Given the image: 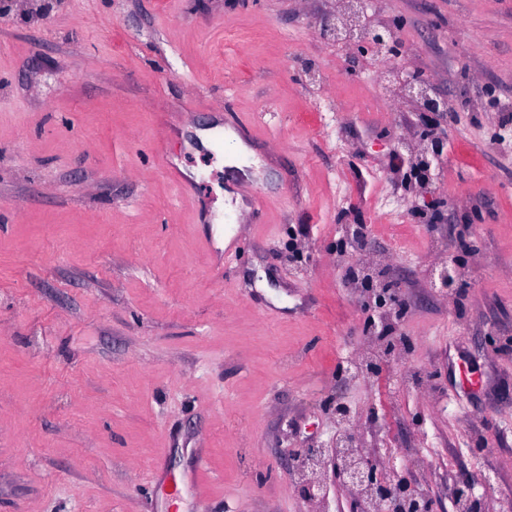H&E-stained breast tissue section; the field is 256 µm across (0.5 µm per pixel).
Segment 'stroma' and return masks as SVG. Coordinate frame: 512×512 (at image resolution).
<instances>
[{"label": "stroma", "instance_id": "stroma-1", "mask_svg": "<svg viewBox=\"0 0 512 512\" xmlns=\"http://www.w3.org/2000/svg\"><path fill=\"white\" fill-rule=\"evenodd\" d=\"M342 2L0 12V512H344V486L299 492L339 401L436 512L463 477L512 512V0L367 7L448 99L423 184L415 104L381 56L320 33ZM228 112L263 172L239 192L266 212L225 207L235 142L195 140Z\"/></svg>", "mask_w": 512, "mask_h": 512}]
</instances>
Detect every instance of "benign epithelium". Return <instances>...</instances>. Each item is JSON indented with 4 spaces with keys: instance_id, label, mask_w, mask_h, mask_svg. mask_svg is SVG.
Instances as JSON below:
<instances>
[{
    "instance_id": "benign-epithelium-1",
    "label": "benign epithelium",
    "mask_w": 512,
    "mask_h": 512,
    "mask_svg": "<svg viewBox=\"0 0 512 512\" xmlns=\"http://www.w3.org/2000/svg\"><path fill=\"white\" fill-rule=\"evenodd\" d=\"M363 0H357L351 20L339 27L331 18L321 22L324 35L334 42L343 41L363 53L384 54L393 63L385 79L395 78L406 87L409 96L425 112L444 114L448 111V99L442 97L436 87L418 71H408L401 62L402 51L395 28L387 24L361 26L357 24ZM448 132L426 133L428 139L422 161L428 156L437 157L443 150ZM458 269L450 264L438 274L439 287L451 291L457 282ZM304 468L308 475L303 478L299 490L310 501L325 497L328 486L340 483L354 492L349 512H433L432 502L419 493L410 483L396 484L383 475L374 461L360 449L359 438L352 428L342 429L339 438L328 448H307ZM456 512H482V498L476 495L475 483L458 481L454 486Z\"/></svg>"
}]
</instances>
